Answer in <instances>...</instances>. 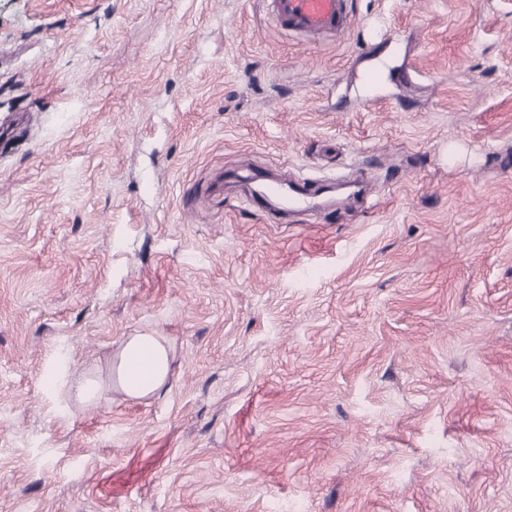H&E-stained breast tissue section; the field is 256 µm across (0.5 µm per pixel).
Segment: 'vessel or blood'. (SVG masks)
<instances>
[{"instance_id": "obj_1", "label": "vessel or blood", "mask_w": 512, "mask_h": 512, "mask_svg": "<svg viewBox=\"0 0 512 512\" xmlns=\"http://www.w3.org/2000/svg\"><path fill=\"white\" fill-rule=\"evenodd\" d=\"M269 8L277 25L301 36H340L354 23L348 0H269Z\"/></svg>"}]
</instances>
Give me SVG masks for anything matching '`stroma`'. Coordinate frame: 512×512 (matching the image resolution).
<instances>
[{
	"instance_id": "35a3bbf8",
	"label": "stroma",
	"mask_w": 512,
	"mask_h": 512,
	"mask_svg": "<svg viewBox=\"0 0 512 512\" xmlns=\"http://www.w3.org/2000/svg\"><path fill=\"white\" fill-rule=\"evenodd\" d=\"M352 10L0 0V512H512V0ZM277 25L289 33L341 36L354 23L347 0H267ZM107 381L98 373H86L69 384L63 369L54 368L44 376L49 391L62 389L80 405L98 401L105 388H115L126 398L149 399L159 395L171 383L170 349L162 336L136 333L127 336L113 355L107 369Z\"/></svg>"
}]
</instances>
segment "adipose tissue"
<instances>
[{"label":"adipose tissue","instance_id":"1","mask_svg":"<svg viewBox=\"0 0 512 512\" xmlns=\"http://www.w3.org/2000/svg\"><path fill=\"white\" fill-rule=\"evenodd\" d=\"M171 380L170 349L164 338L137 333L121 343L106 375L86 373L71 383L63 369L55 368L44 377L43 383L48 390H63L74 402L86 405L98 401L108 387L129 399H149L164 391Z\"/></svg>","mask_w":512,"mask_h":512}]
</instances>
